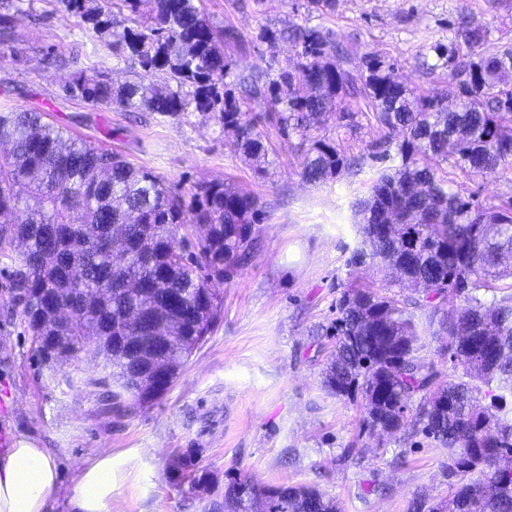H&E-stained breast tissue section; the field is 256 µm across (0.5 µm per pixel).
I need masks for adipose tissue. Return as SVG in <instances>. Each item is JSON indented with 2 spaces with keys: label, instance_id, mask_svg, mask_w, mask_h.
<instances>
[{
  "label": "adipose tissue",
  "instance_id": "1",
  "mask_svg": "<svg viewBox=\"0 0 512 512\" xmlns=\"http://www.w3.org/2000/svg\"><path fill=\"white\" fill-rule=\"evenodd\" d=\"M115 461L105 452L85 461L69 500L70 512H116L112 501ZM59 485L54 455L21 441L0 452V512H50Z\"/></svg>",
  "mask_w": 512,
  "mask_h": 512
}]
</instances>
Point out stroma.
Returning a JSON list of instances; mask_svg holds the SVG:
<instances>
[{"instance_id": "obj_1", "label": "stroma", "mask_w": 512, "mask_h": 512, "mask_svg": "<svg viewBox=\"0 0 512 512\" xmlns=\"http://www.w3.org/2000/svg\"><path fill=\"white\" fill-rule=\"evenodd\" d=\"M21 8L11 16L13 49L0 54V111L45 113L56 127L123 153L180 193L222 180L267 208L249 263L212 283L223 299L214 332L167 393L119 414L102 390L70 384L75 375H100L95 363L81 358L54 373L38 366L33 338L11 303V259L0 257V429L57 456L53 512H69L80 465L104 451L117 462L112 496L120 512H205L208 495L175 480L181 452L220 480L241 472L269 486L316 487L342 512H408L416 495L447 497V449L410 429L377 445L362 432L360 400L321 386L324 340L314 328L335 319L348 285L381 282L376 265L350 262L362 246L355 203L400 163L393 146L385 160L369 155L379 137L374 121L361 110L350 121L329 119L324 136L360 164L309 184L299 175L307 141L283 139L275 116L266 115L270 164L260 173L220 125L199 114L162 119L68 97L65 87L80 72L95 70L118 86L140 68L52 0H23ZM205 8L215 25L241 36L226 49L234 73L294 67V46L268 48L263 30L320 26L351 49L354 76H362L364 56L374 55L395 63L408 87L441 91L451 107L462 80L438 65L431 47L453 39L457 18L469 16L485 30L487 51H512V0H336L328 15L308 0H206ZM447 172L454 189L479 204L512 199V169L473 180L452 166Z\"/></svg>"}]
</instances>
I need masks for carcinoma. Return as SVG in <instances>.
Wrapping results in <instances>:
<instances>
[{"label": "carcinoma", "mask_w": 512, "mask_h": 512, "mask_svg": "<svg viewBox=\"0 0 512 512\" xmlns=\"http://www.w3.org/2000/svg\"><path fill=\"white\" fill-rule=\"evenodd\" d=\"M117 54L138 62V80L114 86L95 71L65 87L93 104L143 110L169 119L196 112L234 137L245 160L261 166L269 150L253 102L278 115L280 135L310 141L299 175L321 183L349 165L326 137L325 122L351 118L361 100L380 132L372 153L386 155L398 136L401 164L382 173L355 216L363 248L351 263L381 267L385 285H350L336 304L322 387L361 396L365 432L384 443L409 423L448 449V498L429 512H512V202L481 206L448 187L443 164L468 177L512 166V53L479 50L484 33L467 19L453 40L433 47L466 79L458 109L442 93H417L394 64L364 58L357 82L351 53L333 32L294 24L265 30L274 47L289 40L298 61L289 70L236 76V97L224 80L236 39L209 20L203 0H54ZM150 4L148 12L141 4ZM469 52H461L460 44ZM167 75L160 85L155 73ZM0 250L12 246L8 271L13 305L36 344L39 363L62 368L80 354L107 360L99 378L78 387L104 389L112 405L150 403L166 390L152 368L175 382L214 330L223 300L210 282L248 263L256 225L266 213L255 196L220 180L183 195L123 155L65 133L38 112H0ZM510 283L505 284L503 280ZM399 285L410 295L399 299ZM492 293L482 299L477 291ZM429 312L452 374L418 356L414 310ZM177 481L219 497L211 512H249L267 487L246 475L224 490L214 475L177 462ZM271 512H340L335 498L304 484L281 487Z\"/></svg>", "instance_id": "obj_1"}]
</instances>
